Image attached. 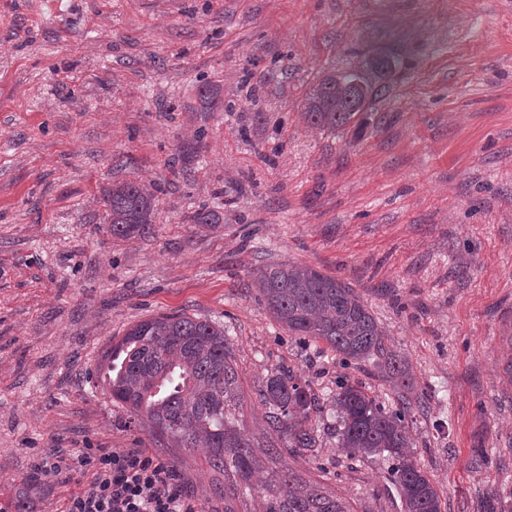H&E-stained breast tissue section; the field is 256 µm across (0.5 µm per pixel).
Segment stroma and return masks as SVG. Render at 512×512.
<instances>
[{
    "label": "stroma",
    "instance_id": "stroma-1",
    "mask_svg": "<svg viewBox=\"0 0 512 512\" xmlns=\"http://www.w3.org/2000/svg\"><path fill=\"white\" fill-rule=\"evenodd\" d=\"M379 54L390 92L362 123H306L310 86ZM127 180L157 193L151 234L122 241L103 195ZM202 205L218 223L190 222ZM281 262L349 283L408 363V453L442 512L492 492L512 512V0H0V512L48 450L84 448L177 461L224 512L202 449L156 447L91 380L132 324L172 313L233 339L248 430L267 375L293 370L322 406L289 465L354 512H403L392 459L349 458L326 403L344 377L397 395L278 326L252 273ZM80 489L40 476L27 512Z\"/></svg>",
    "mask_w": 512,
    "mask_h": 512
}]
</instances>
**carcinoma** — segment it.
<instances>
[{
    "label": "carcinoma",
    "mask_w": 512,
    "mask_h": 512,
    "mask_svg": "<svg viewBox=\"0 0 512 512\" xmlns=\"http://www.w3.org/2000/svg\"><path fill=\"white\" fill-rule=\"evenodd\" d=\"M390 67V60L378 55L357 72L322 77L306 93L304 119L330 133L361 123L385 92L379 80ZM219 94L213 83L199 85L201 111L213 109ZM104 206L110 235L135 238L152 223L154 193L137 182L119 181L106 191ZM255 282L262 303L289 335L325 344L347 365L373 363L393 388L406 386L408 366L385 345L367 300L347 282L290 263L258 268ZM100 371L112 403L130 412L128 424L148 422L151 438L164 448L206 449L215 474L212 490L224 498V512H236L233 501L245 491L255 512H349L339 496L283 462L284 455L302 456L318 444L312 425L316 397L307 381L290 370L267 376L259 390L266 409L263 442L240 424L234 347L223 327L185 313L141 320L112 344ZM420 404V398L409 397L389 408L346 378L330 397L338 440L350 457L388 453L405 512H442L439 491L405 452L407 423Z\"/></svg>",
    "instance_id": "carcinoma-1"
}]
</instances>
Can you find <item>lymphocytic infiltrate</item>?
<instances>
[{
  "mask_svg": "<svg viewBox=\"0 0 512 512\" xmlns=\"http://www.w3.org/2000/svg\"><path fill=\"white\" fill-rule=\"evenodd\" d=\"M36 469L67 481L90 473L65 512H202L176 468L139 448H86L66 458L50 451Z\"/></svg>",
  "mask_w": 512,
  "mask_h": 512,
  "instance_id": "lymphocytic-infiltrate-1",
  "label": "lymphocytic infiltrate"
}]
</instances>
